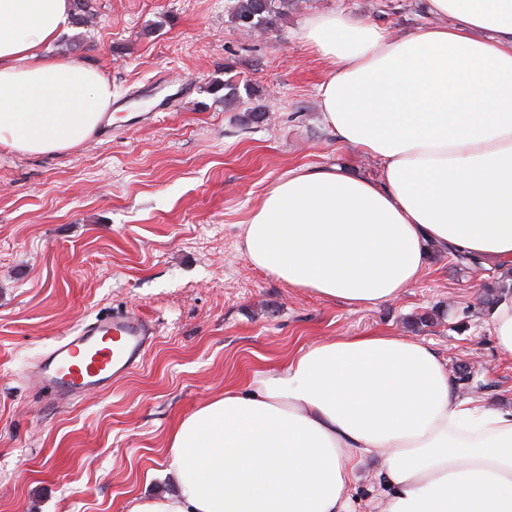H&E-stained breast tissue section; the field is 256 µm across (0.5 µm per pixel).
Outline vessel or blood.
Here are the masks:
<instances>
[{"instance_id": "vessel-or-blood-1", "label": "vessel or blood", "mask_w": 512, "mask_h": 512, "mask_svg": "<svg viewBox=\"0 0 512 512\" xmlns=\"http://www.w3.org/2000/svg\"><path fill=\"white\" fill-rule=\"evenodd\" d=\"M153 336L152 326L133 311L95 318L60 337L37 364L34 378L63 398L102 390L138 367Z\"/></svg>"}]
</instances>
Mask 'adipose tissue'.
<instances>
[{
  "instance_id": "ef3b65f1",
  "label": "adipose tissue",
  "mask_w": 512,
  "mask_h": 512,
  "mask_svg": "<svg viewBox=\"0 0 512 512\" xmlns=\"http://www.w3.org/2000/svg\"><path fill=\"white\" fill-rule=\"evenodd\" d=\"M432 21L397 37L340 14L301 37L329 66L322 121L379 165L377 179L301 166L244 227L253 264L352 308L397 301L433 247L512 264V0H423ZM70 0H0V146L62 153L112 106L103 71L50 57ZM512 358V292L485 309ZM379 512H512V405L461 394L417 340L339 336L225 387L170 439L175 493L128 512H353L357 468Z\"/></svg>"
}]
</instances>
